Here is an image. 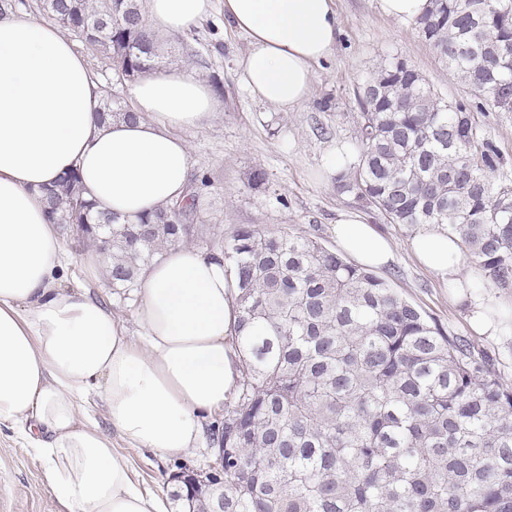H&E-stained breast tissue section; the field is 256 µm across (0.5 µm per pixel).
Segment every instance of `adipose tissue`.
I'll list each match as a JSON object with an SVG mask.
<instances>
[{
	"label": "adipose tissue",
	"instance_id": "1",
	"mask_svg": "<svg viewBox=\"0 0 512 512\" xmlns=\"http://www.w3.org/2000/svg\"><path fill=\"white\" fill-rule=\"evenodd\" d=\"M212 9L213 0H146L147 28L156 37L181 33ZM224 21L248 40L237 62L242 85L282 111L307 98L314 64L331 56L341 33L333 0H224ZM127 93L139 119L100 121L102 87L60 30L23 10L0 16V427L34 449L65 512H165L113 437L163 459L186 455L240 377L221 252L178 244L145 267L134 336L106 304L62 285L67 251L43 188L77 170L87 199L129 220L179 201L193 171L176 132L207 126L218 108L191 66L149 72ZM333 234L364 267L394 259L358 212H338ZM411 249L455 288L474 329L500 332L496 302L471 290L458 238L427 224ZM94 393L112 434L84 407Z\"/></svg>",
	"mask_w": 512,
	"mask_h": 512
}]
</instances>
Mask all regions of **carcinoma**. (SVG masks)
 Listing matches in <instances>:
<instances>
[{
    "instance_id": "carcinoma-1",
    "label": "carcinoma",
    "mask_w": 512,
    "mask_h": 512,
    "mask_svg": "<svg viewBox=\"0 0 512 512\" xmlns=\"http://www.w3.org/2000/svg\"><path fill=\"white\" fill-rule=\"evenodd\" d=\"M48 15L132 79L162 63L143 0H0ZM421 37L474 92L445 101L394 57L357 89L356 161L336 187L390 224H442L463 260L512 288V166L486 107L512 112V0H431ZM378 92L366 95L365 85ZM100 117L134 118L104 88ZM51 220L97 244L111 226L106 278L135 288L142 267L198 232L197 187L128 224L83 198L72 170L45 188ZM235 284L236 395L212 441L224 480L217 512H512V384L465 339L385 279L290 233L234 229L222 246ZM186 471L174 500L191 512Z\"/></svg>"
}]
</instances>
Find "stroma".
<instances>
[{"mask_svg": "<svg viewBox=\"0 0 512 512\" xmlns=\"http://www.w3.org/2000/svg\"><path fill=\"white\" fill-rule=\"evenodd\" d=\"M342 33L332 56L315 67L309 98L283 112L253 98L241 85L237 61L248 50L245 36L224 22V0H214L211 15L188 32L163 39L168 61L198 66L217 92L221 106L201 129H183L195 173L209 183L199 191V210L207 231L192 246L220 249L228 233L242 224L264 232H290L317 238L335 249L332 227L338 211L355 210L395 246V259L379 270L406 299L434 317L448 335L472 342L512 383V331L498 336L475 333L465 305L454 302L448 288L424 268L410 249L403 226L386 223L354 195L340 193L326 177L336 153L352 155L359 122L355 92L361 81L386 58L399 55L422 73L445 99L465 100L472 91L422 39L413 20L382 16L376 0H335ZM63 239L69 254L64 287L88 291L105 301L113 316L135 330L137 292L88 280L82 264L87 252L75 233ZM126 456L134 479L152 492L170 495V477L182 467H208L213 456L208 441L187 455L162 459L113 438ZM0 512H63L52 495L41 461L11 431L0 432Z\"/></svg>", "mask_w": 512, "mask_h": 512, "instance_id": "1", "label": "stroma"}]
</instances>
